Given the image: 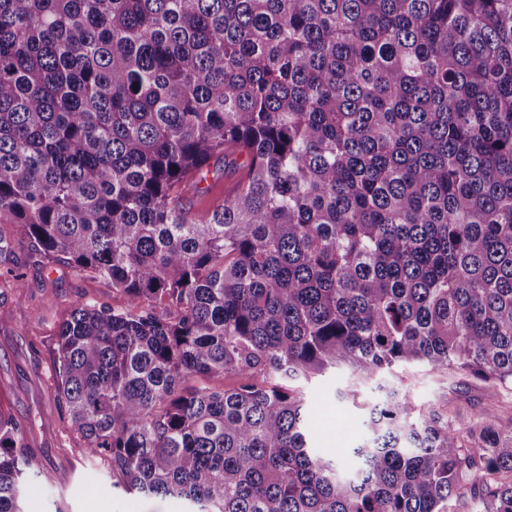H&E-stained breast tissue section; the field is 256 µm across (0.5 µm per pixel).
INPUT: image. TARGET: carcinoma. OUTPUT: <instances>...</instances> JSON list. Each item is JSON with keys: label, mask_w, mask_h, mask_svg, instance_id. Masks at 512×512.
<instances>
[{"label": "carcinoma", "mask_w": 512, "mask_h": 512, "mask_svg": "<svg viewBox=\"0 0 512 512\" xmlns=\"http://www.w3.org/2000/svg\"><path fill=\"white\" fill-rule=\"evenodd\" d=\"M214 159L242 175L194 215ZM0 224L128 298L56 335V401L115 485L447 512L471 483L512 512L494 410L463 442L382 386L345 477L289 388L420 361L512 388V0H0ZM12 263L0 233L19 288ZM38 469L0 411V512Z\"/></svg>", "instance_id": "obj_1"}]
</instances>
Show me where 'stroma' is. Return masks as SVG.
<instances>
[{"label":"stroma","mask_w":512,"mask_h":512,"mask_svg":"<svg viewBox=\"0 0 512 512\" xmlns=\"http://www.w3.org/2000/svg\"><path fill=\"white\" fill-rule=\"evenodd\" d=\"M20 288L0 281V407L20 422L39 474L25 482L24 512H186L187 502L147 499L113 484L103 465L88 457L54 393L56 345L61 323L79 304H127L110 282L80 276L62 262L45 263L10 225ZM309 413L312 444L341 471L354 464L353 448L365 445L370 407L381 386L396 388L417 412L437 411L466 421L492 408L499 426H512V390L493 381L429 363H399L361 379L359 370L339 365L299 380Z\"/></svg>","instance_id":"stroma-1"}]
</instances>
